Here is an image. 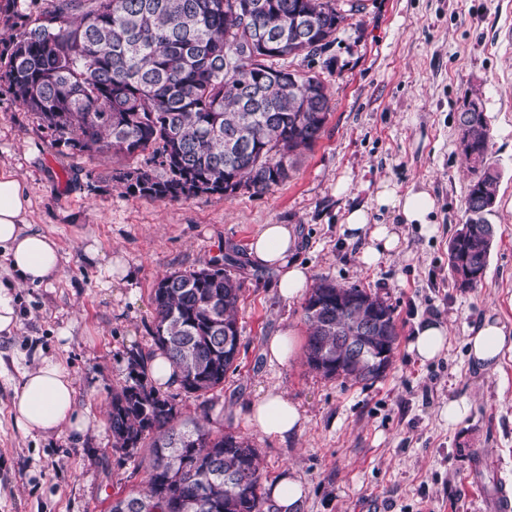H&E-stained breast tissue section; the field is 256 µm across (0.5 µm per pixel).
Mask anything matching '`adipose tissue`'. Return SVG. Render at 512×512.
I'll list each match as a JSON object with an SVG mask.
<instances>
[{
	"mask_svg": "<svg viewBox=\"0 0 512 512\" xmlns=\"http://www.w3.org/2000/svg\"><path fill=\"white\" fill-rule=\"evenodd\" d=\"M435 201L426 191L398 194L388 183H381L373 207H356L347 212L344 222L352 238L368 236L370 244L361 255L364 265H376L383 254L400 245L396 225L382 224L373 212L392 211L404 224H427ZM30 198L24 185L12 174L0 173V252L4 253L17 275L15 284L0 283V335L13 336L19 329L12 291L29 285L52 282L60 270L61 256L56 243L28 224ZM296 238L288 225L267 224L249 246L253 264L275 268V286L280 296H300L308 284L306 268L295 260ZM469 353L482 368L497 366L503 352L512 351V331L498 319L485 318L467 339ZM16 425L30 437H48L60 433L81 435L89 419L76 403L75 379L58 362L38 358L20 377L17 395ZM234 415L244 416L256 429L268 436L286 439L301 434L306 416L298 404L271 387Z\"/></svg>",
	"mask_w": 512,
	"mask_h": 512,
	"instance_id": "obj_1",
	"label": "adipose tissue"
}]
</instances>
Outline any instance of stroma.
I'll use <instances>...</instances> for the list:
<instances>
[{
    "label": "stroma",
    "mask_w": 512,
    "mask_h": 512,
    "mask_svg": "<svg viewBox=\"0 0 512 512\" xmlns=\"http://www.w3.org/2000/svg\"><path fill=\"white\" fill-rule=\"evenodd\" d=\"M322 61L331 115L288 183L263 195L241 192L153 201L122 194L107 175L121 158L74 155L51 130L0 90V172L25 186L26 215L59 247L61 270L47 286L18 288L20 328L0 338V512H108L117 495L142 488L145 474L112 449V434L31 438L15 424V388L34 351L75 379L80 408L105 416L129 382L128 355H155L154 286L238 251L243 282L240 352L223 390L180 394L183 416L234 431L257 448L264 480L296 468L308 492L301 512H482L512 489V351L481 371L467 350L470 328L490 316L512 329V0H359ZM480 96L490 127L489 159L501 174L489 217L496 232L486 275L456 287L448 241L467 219L471 175L457 146V119ZM435 200L429 225L400 226L398 251L377 265L350 240L347 211L373 203L380 182ZM347 190L337 193V183ZM266 224H288L310 281L327 278L379 295L394 311L398 341L375 381L327 379L309 368L302 299L285 300L273 269L254 265L249 245ZM99 258L123 253L132 286L104 288ZM448 327L442 354L420 362L409 345L418 326ZM294 331V354L269 363L265 342ZM275 385L305 410L300 435L263 434L232 409ZM466 400L456 424L441 415Z\"/></svg>",
    "instance_id": "stroma-1"
}]
</instances>
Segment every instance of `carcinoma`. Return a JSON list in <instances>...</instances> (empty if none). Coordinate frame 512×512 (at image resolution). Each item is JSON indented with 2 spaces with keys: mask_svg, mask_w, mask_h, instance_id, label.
I'll return each instance as SVG.
<instances>
[{
  "mask_svg": "<svg viewBox=\"0 0 512 512\" xmlns=\"http://www.w3.org/2000/svg\"><path fill=\"white\" fill-rule=\"evenodd\" d=\"M346 16L335 0H18L0 3V87L37 114L72 154L134 159L108 179L128 196L178 201L245 190L264 194L292 177L324 132L331 99L314 61ZM458 145L473 178L468 218L448 243L452 277L486 272L495 239L488 215L500 174L490 129L474 98L458 115ZM231 256L160 279L154 340L198 397L224 385L239 353L243 281ZM344 300L345 307L336 304ZM307 365L326 378L373 381L398 339L393 310L362 288L319 279L306 298ZM387 355H338L349 336ZM132 383L112 394V450L146 473L120 497L153 512H279L266 496L257 449L232 431L183 421L175 397L147 383V357L129 356Z\"/></svg>",
  "mask_w": 512,
  "mask_h": 512,
  "instance_id": "cac0c4a2",
  "label": "carcinoma"
}]
</instances>
